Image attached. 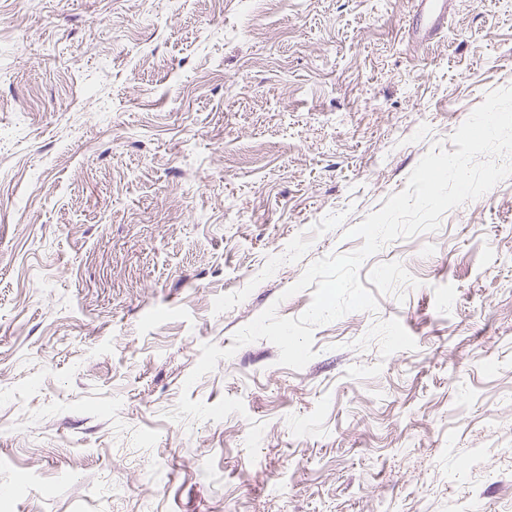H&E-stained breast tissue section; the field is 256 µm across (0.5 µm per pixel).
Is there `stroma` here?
I'll return each instance as SVG.
<instances>
[{
    "label": "stroma",
    "mask_w": 512,
    "mask_h": 512,
    "mask_svg": "<svg viewBox=\"0 0 512 512\" xmlns=\"http://www.w3.org/2000/svg\"><path fill=\"white\" fill-rule=\"evenodd\" d=\"M414 4L0 0V512H512V177L186 382L512 86V0ZM421 8L416 33L418 39L427 41L440 33L448 23L450 0H417Z\"/></svg>",
    "instance_id": "stroma-1"
}]
</instances>
